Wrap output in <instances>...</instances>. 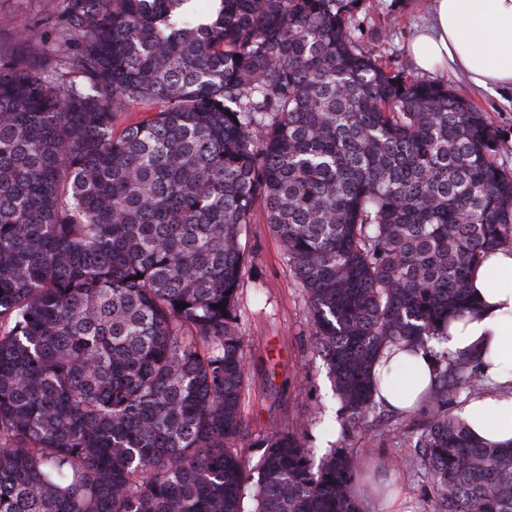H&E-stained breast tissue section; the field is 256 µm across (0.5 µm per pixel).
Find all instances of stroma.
Instances as JSON below:
<instances>
[{
    "mask_svg": "<svg viewBox=\"0 0 512 512\" xmlns=\"http://www.w3.org/2000/svg\"><path fill=\"white\" fill-rule=\"evenodd\" d=\"M60 0H0V58L24 47L31 60L53 62L50 20ZM427 0H362L356 14L364 48L382 55L418 79L447 85L484 112L498 136L497 159L512 169V97L473 91L442 65L422 68L407 53L415 24L426 15ZM247 273L239 288L240 329L247 338L244 429L232 442L242 455L258 460L259 442L273 429L296 425L312 448L333 441L356 460L373 467L382 481L399 487L409 512H434V491L408 436L420 433L438 409L455 412L458 403L429 401L410 414L376 406L350 423L334 397L328 369L319 356L306 297L268 224L245 228Z\"/></svg>",
    "mask_w": 512,
    "mask_h": 512,
    "instance_id": "1",
    "label": "stroma"
}]
</instances>
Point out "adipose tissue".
<instances>
[{"label": "adipose tissue", "instance_id": "obj_1", "mask_svg": "<svg viewBox=\"0 0 512 512\" xmlns=\"http://www.w3.org/2000/svg\"><path fill=\"white\" fill-rule=\"evenodd\" d=\"M431 16L409 44L422 66L447 65L480 89L512 95V0H430ZM472 302L448 328L443 347L453 355L478 354L486 390L457 407L473 438L493 447L512 446V247L491 250L470 278ZM406 373L386 375L387 367ZM436 360L401 343L385 348L375 366L382 374L375 393L389 409L407 413L427 400ZM354 492L371 512H406L399 489H382L363 475Z\"/></svg>", "mask_w": 512, "mask_h": 512}]
</instances>
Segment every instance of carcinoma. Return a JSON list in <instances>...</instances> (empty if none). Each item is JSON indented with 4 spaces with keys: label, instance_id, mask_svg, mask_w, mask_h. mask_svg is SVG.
Masks as SVG:
<instances>
[{
    "label": "carcinoma",
    "instance_id": "cac0c4a2",
    "mask_svg": "<svg viewBox=\"0 0 512 512\" xmlns=\"http://www.w3.org/2000/svg\"><path fill=\"white\" fill-rule=\"evenodd\" d=\"M189 2L63 0L56 69L0 59V512H360L346 448L227 447L244 228L271 226L355 420L382 350L445 341L512 247L492 126L365 50L361 0ZM435 359L436 394L482 392L478 358ZM414 447L434 512H512V447L444 412Z\"/></svg>",
    "mask_w": 512,
    "mask_h": 512
}]
</instances>
